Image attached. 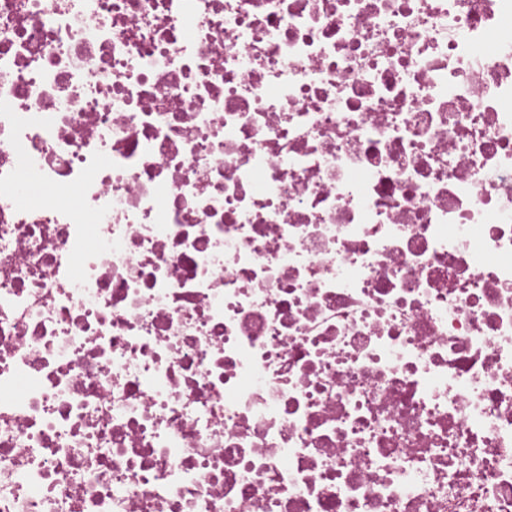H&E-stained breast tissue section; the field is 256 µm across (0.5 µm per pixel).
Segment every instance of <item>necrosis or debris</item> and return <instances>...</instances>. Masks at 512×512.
<instances>
[{
  "label": "necrosis or debris",
  "instance_id": "obj_1",
  "mask_svg": "<svg viewBox=\"0 0 512 512\" xmlns=\"http://www.w3.org/2000/svg\"><path fill=\"white\" fill-rule=\"evenodd\" d=\"M0 512H512V0H0Z\"/></svg>",
  "mask_w": 512,
  "mask_h": 512
}]
</instances>
